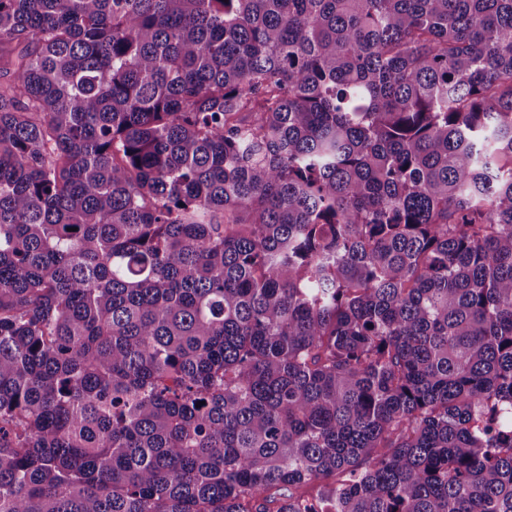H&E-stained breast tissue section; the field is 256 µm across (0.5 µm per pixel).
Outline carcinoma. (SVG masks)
Returning <instances> with one entry per match:
<instances>
[{
    "mask_svg": "<svg viewBox=\"0 0 512 512\" xmlns=\"http://www.w3.org/2000/svg\"><path fill=\"white\" fill-rule=\"evenodd\" d=\"M0 512H512V0H0Z\"/></svg>",
    "mask_w": 512,
    "mask_h": 512,
    "instance_id": "cac0c4a2",
    "label": "carcinoma"
}]
</instances>
